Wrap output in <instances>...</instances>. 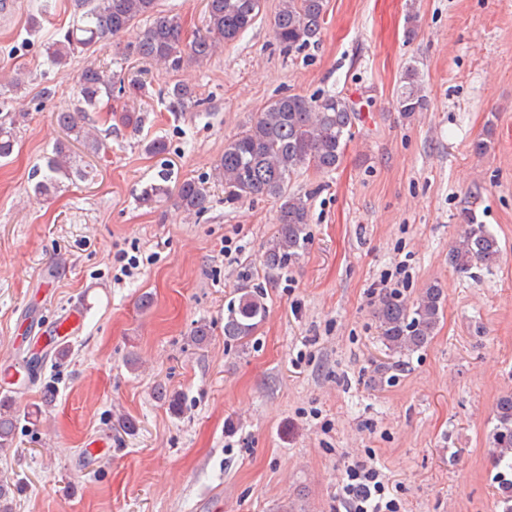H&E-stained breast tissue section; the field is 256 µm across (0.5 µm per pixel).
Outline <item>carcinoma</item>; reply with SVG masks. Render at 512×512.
Returning <instances> with one entry per match:
<instances>
[{"label": "carcinoma", "instance_id": "1", "mask_svg": "<svg viewBox=\"0 0 512 512\" xmlns=\"http://www.w3.org/2000/svg\"><path fill=\"white\" fill-rule=\"evenodd\" d=\"M327 0H280L273 20V32L284 53L310 46L320 39ZM263 0H207L203 33L188 41L180 18L158 8V0H73V21L63 35L47 48L51 63L61 65L77 53L94 52L98 46L146 22L133 44V53L157 65L179 69L200 63L218 48L238 39L254 24L262 12ZM134 98L148 96L146 83L125 78L89 63L81 70L76 95L67 109L55 114L67 135L97 155L106 146L86 115L98 112L113 93ZM174 106L187 110L199 103L196 90L184 82L167 88ZM426 95L419 71H405L397 92L396 107L410 119L426 109ZM25 113L7 112L0 116V160L8 159L18 143L17 129ZM359 116V108L336 94L325 93L307 98L286 95L257 113L241 134L224 145V154L215 167V176L224 182L229 199L239 200L265 195L280 201L278 229L268 243L267 267L279 270L299 258L308 243V203L303 197L288 193V178L302 168L329 172L341 161ZM86 168L80 166L64 144L56 145L47 157L42 179L33 187L34 194L48 200L64 188V181L85 180ZM173 199L189 214H201L208 208L207 189L194 180L183 181L172 193L156 184L143 200ZM500 247L496 236L483 224H467L451 247L454 267L459 272L473 265L496 264ZM443 290L431 285L408 303L399 294H384L376 316L383 345L392 354L408 356L424 348L434 337L444 315ZM266 317L263 288L236 289L224 310V338L244 346ZM19 415L11 399H0V448H11ZM493 456L497 466L512 472V395L497 404L496 425L492 435Z\"/></svg>", "mask_w": 512, "mask_h": 512}]
</instances>
